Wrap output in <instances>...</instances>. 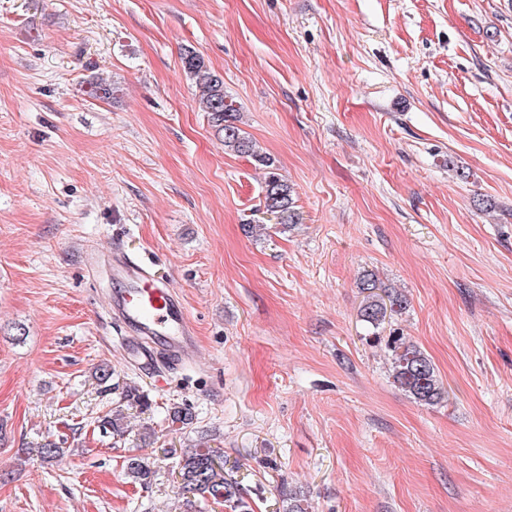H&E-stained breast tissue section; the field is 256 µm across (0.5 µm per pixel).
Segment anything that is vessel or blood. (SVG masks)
Returning a JSON list of instances; mask_svg holds the SVG:
<instances>
[{
	"instance_id": "b4317fda",
	"label": "vessel or blood",
	"mask_w": 512,
	"mask_h": 512,
	"mask_svg": "<svg viewBox=\"0 0 512 512\" xmlns=\"http://www.w3.org/2000/svg\"><path fill=\"white\" fill-rule=\"evenodd\" d=\"M111 269L118 287L111 294L109 306L130 327L128 356L148 362L151 353L142 345L146 337L163 341L179 356H194L198 339L175 285L156 277L151 266L117 252L111 255Z\"/></svg>"
}]
</instances>
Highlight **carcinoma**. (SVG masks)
I'll list each match as a JSON object with an SVG mask.
<instances>
[{"instance_id": "carcinoma-1", "label": "carcinoma", "mask_w": 512, "mask_h": 512, "mask_svg": "<svg viewBox=\"0 0 512 512\" xmlns=\"http://www.w3.org/2000/svg\"><path fill=\"white\" fill-rule=\"evenodd\" d=\"M185 73L200 93L203 111L207 112L224 139V147L242 156L251 158L256 165L266 170L263 187V206L277 216V223L290 228L299 223L293 190L287 179L275 167L274 160L260 152L254 141L239 126L237 109L224 91V81L210 67L204 57L187 49L182 54ZM359 288L366 294L360 315L362 320L377 329L387 313H398L406 309L408 299L398 292L382 296L377 293V279L371 273L362 276ZM393 353L394 383L424 405H437L449 398L437 371L425 354L416 346L404 342L400 337L391 342ZM98 428L105 436L121 439L127 432L122 410H114L98 420ZM126 473L133 483L147 488L154 480L155 472L144 459L131 456L126 459ZM178 495L190 507H199L208 502L222 504L231 512H254L252 505L243 496L238 482L226 476L224 455L201 443L180 459Z\"/></svg>"}]
</instances>
